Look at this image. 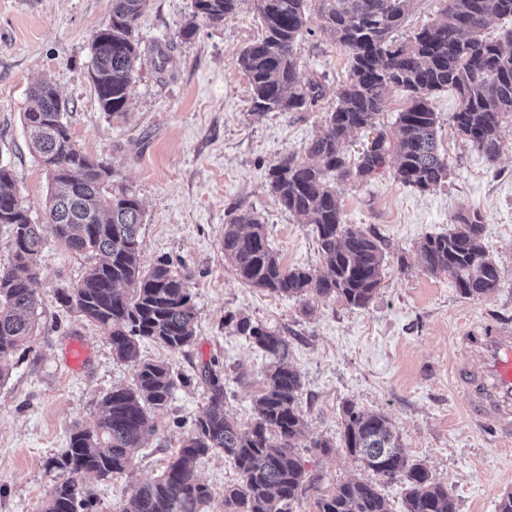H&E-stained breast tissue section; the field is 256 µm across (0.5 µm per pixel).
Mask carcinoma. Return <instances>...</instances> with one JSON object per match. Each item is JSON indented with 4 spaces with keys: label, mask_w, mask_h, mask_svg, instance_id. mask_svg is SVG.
Masks as SVG:
<instances>
[{
    "label": "carcinoma",
    "mask_w": 512,
    "mask_h": 512,
    "mask_svg": "<svg viewBox=\"0 0 512 512\" xmlns=\"http://www.w3.org/2000/svg\"><path fill=\"white\" fill-rule=\"evenodd\" d=\"M241 0H193L182 29L192 37L200 24H220L236 15ZM413 0H254L262 36L244 48L239 64L252 88L253 110L303 112L322 97V85L300 82L294 43L308 23L314 4L325 32L350 58L348 81L336 92L325 129L307 142L304 155L289 154L269 168L271 193L289 213L314 225L327 273L286 266L269 243L266 225L244 213L224 225V257L239 281L275 297H339L354 307L367 306L377 294L386 265L380 237L343 220L328 175L360 178L385 161L390 147L397 155L396 177L419 191L448 180V158L438 151L439 118L431 97L454 91L458 111L449 121L458 134L482 152L489 165L504 150L500 128L512 118V30L504 38L483 35L490 18L512 19V0H445L442 21L421 28L404 41L393 32ZM146 0H112L111 23L96 32L91 47L90 78L102 111L114 117L126 111L129 87L140 53L134 21ZM398 87L408 106L398 113V137L390 144L379 134L354 163L344 144L361 129L374 126L385 111L388 93ZM23 113L28 142L50 169L52 190L47 220L34 224L20 202L12 171L0 166V225L11 227L10 268L0 269V381L5 367L35 328L37 296L29 272L48 235L71 250L92 251L100 261L81 281L57 292L58 302L78 318L97 325L116 360L134 368V383L116 388L101 400L94 429L76 424L68 448L51 460L62 473L42 512H88L91 489L83 476L105 480L132 470L134 453L154 431L151 413L170 401L176 381L163 361L139 359L140 343L150 340L170 350L195 342L196 309L191 276L160 257L143 265L139 227L143 210L137 196L112 186L109 166L80 151L63 111L67 103L50 80L36 82ZM485 219L462 211L446 234L419 244L426 270L443 271L460 294L481 299L499 288L500 274L482 242ZM235 330L252 338L272 362L257 398L255 421L246 428L224 411L221 371L208 369V409L183 437L162 474L136 486L121 512H202L212 492L195 473L196 461L222 453L237 470L235 483L224 487L227 512H292L314 487L296 441L304 419L299 408L300 374L284 363L288 343L275 329L246 316ZM341 443L365 469L405 484L404 512H457L448 488L436 483L420 463L408 459L391 421L382 413L345 407ZM315 512H391L379 485L349 480L319 495Z\"/></svg>",
    "instance_id": "1"
}]
</instances>
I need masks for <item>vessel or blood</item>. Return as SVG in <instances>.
Returning <instances> with one entry per match:
<instances>
[{
	"instance_id": "vessel-or-blood-1",
	"label": "vessel or blood",
	"mask_w": 512,
	"mask_h": 512,
	"mask_svg": "<svg viewBox=\"0 0 512 512\" xmlns=\"http://www.w3.org/2000/svg\"><path fill=\"white\" fill-rule=\"evenodd\" d=\"M469 360L455 377L467 399V413L479 429L512 441V326L499 325L463 337Z\"/></svg>"
}]
</instances>
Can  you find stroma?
I'll return each mask as SVG.
<instances>
[{
  "instance_id": "obj_1",
  "label": "stroma",
  "mask_w": 512,
  "mask_h": 512,
  "mask_svg": "<svg viewBox=\"0 0 512 512\" xmlns=\"http://www.w3.org/2000/svg\"><path fill=\"white\" fill-rule=\"evenodd\" d=\"M191 12L192 0H147L135 24L141 56L127 111L116 118L100 109L90 78L92 37L109 24L111 0H0V164L11 169L32 222L46 221L49 179L29 148L23 114L29 88L48 79L69 103L64 119L76 146L109 165L113 181L140 200L144 264L165 256L191 275L194 344L173 351L146 340L139 349L140 360L165 361L182 382L154 413L155 432L138 449L131 473L89 479L93 512H120L135 485L162 473L208 407L207 365L222 372L226 413L241 425L253 423L269 358L225 325L226 317L239 314L280 330L287 363L301 376L305 432L298 446L316 486L297 512H313L317 495L338 484L372 477L339 445L348 403L384 413L408 457L447 487L458 512H496L501 496L512 492V444L495 442L471 422L451 369L463 358L461 336L474 324L512 323V120L503 122L504 151L489 165L450 125L459 99L442 91L431 104L440 119L439 149L450 166L447 182L427 192L404 185L392 154L369 176L331 177L345 222L374 231L388 252L368 307L337 297L269 295L238 281L224 258V226L254 213L286 265L321 270L312 225L281 208L268 170L278 158L302 153L321 132L348 78L349 58L311 15L294 53L300 80L319 81L323 96L305 112L258 117L238 62L241 50L262 35L252 0H242L224 23L200 25L187 40L181 30ZM388 99L375 127L346 144L349 158L377 132L395 136L407 98L395 88ZM462 210L484 215L482 241L500 271V288L478 300L461 296L447 274L426 272L418 255L424 237L448 232ZM96 261L52 237L37 258L38 328L0 382V512H41L59 476L49 462L67 448L71 426L94 427L102 397L133 383L132 366L114 360L100 329L56 300L59 289ZM73 340L88 348L77 370L65 358ZM317 437L335 442V450L310 451ZM196 471L212 491L206 512H224V487L238 479L233 462L209 455Z\"/></svg>"
}]
</instances>
